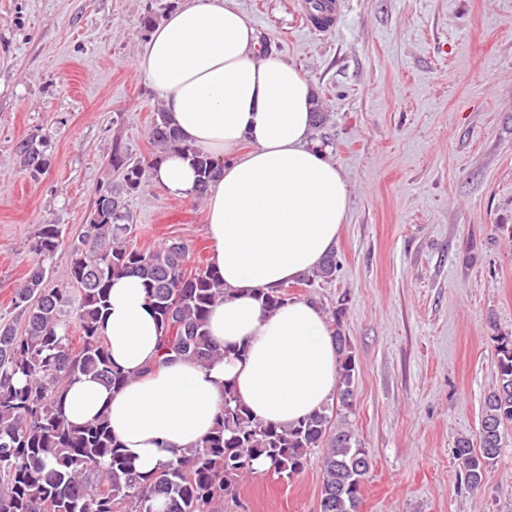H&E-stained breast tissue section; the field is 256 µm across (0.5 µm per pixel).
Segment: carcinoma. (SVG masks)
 <instances>
[{"label":"carcinoma","instance_id":"carcinoma-1","mask_svg":"<svg viewBox=\"0 0 512 512\" xmlns=\"http://www.w3.org/2000/svg\"><path fill=\"white\" fill-rule=\"evenodd\" d=\"M149 160L114 153L121 181L103 189L89 215L86 235L69 250V280L48 281L44 259L61 246L62 231L43 224L32 245L41 261L12 298L24 329L0 317V512H218L236 493L253 462L264 458L281 478L301 473L320 451L319 512H357L361 484L371 466L367 448L347 422L352 412L356 361L342 331L343 311L333 312L338 353V408L323 407L281 428L253 417L235 392L224 386V406L211 434L181 459L149 474L139 472L112 435L103 416L86 424L67 421L62 401L67 387L92 375L118 389L130 374L114 367L99 322L108 307L112 278L136 275L144 282L158 325V364L194 360L201 365L224 358V348L207 330L211 308L224 300V284L209 267L189 266V247L170 238L140 248L129 235V197L149 181L150 169L168 151L190 159L199 173L196 196L204 198L221 165L183 143L171 119L157 113L149 128ZM38 134L15 148L32 177L43 174L50 156ZM336 256L328 254L297 283L311 287L336 279ZM495 385L484 397L479 446L461 438L455 455L466 484L477 489L503 448L512 426V334L496 337Z\"/></svg>","mask_w":512,"mask_h":512}]
</instances>
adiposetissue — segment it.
<instances>
[{
	"instance_id": "adipose-tissue-1",
	"label": "adipose tissue",
	"mask_w": 512,
	"mask_h": 512,
	"mask_svg": "<svg viewBox=\"0 0 512 512\" xmlns=\"http://www.w3.org/2000/svg\"><path fill=\"white\" fill-rule=\"evenodd\" d=\"M259 45L233 0H184L138 57L181 139L222 163L207 198L206 233L227 295L211 310L208 331L228 350L208 367L191 360L157 367L158 328L142 280L113 279L99 331L113 364L134 378L115 391L82 377L68 388L63 412L75 424L107 415L145 474L212 431L225 384L254 417L281 426L322 409L336 390V349L320 308L293 299L268 314L261 296L336 246L349 186L311 140L310 79ZM150 180L174 197L195 195L196 172L181 154L168 153Z\"/></svg>"
}]
</instances>
